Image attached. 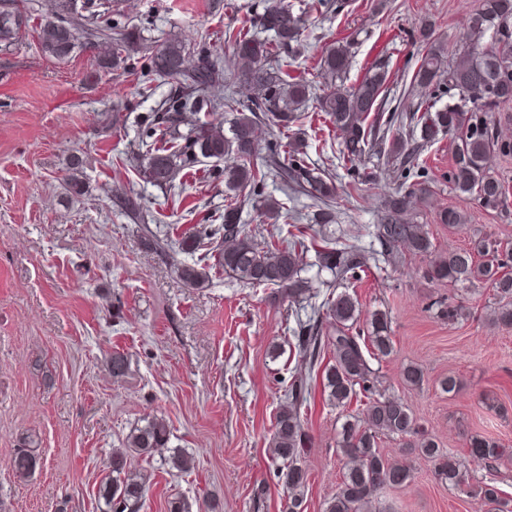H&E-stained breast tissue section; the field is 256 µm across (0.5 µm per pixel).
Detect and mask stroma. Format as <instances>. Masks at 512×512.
Instances as JSON below:
<instances>
[{"mask_svg": "<svg viewBox=\"0 0 512 512\" xmlns=\"http://www.w3.org/2000/svg\"><path fill=\"white\" fill-rule=\"evenodd\" d=\"M331 2L320 13L315 0H287L304 21L301 41L309 48L296 74L314 99L322 95L316 56L345 37L352 52L345 85L387 61L388 95L410 112L419 98L411 79L427 51L420 28L458 53L482 0ZM120 3L144 45L172 35L202 40L234 69L240 62L224 30L264 7V0ZM40 22L32 17L12 44H0V512H106L98 488L112 471V451L153 416L166 420L170 440L162 452L130 460L149 476L141 512H169L178 500L190 512H288L269 443L291 377L303 369L292 340L311 314L309 300L272 306L271 289L225 275L210 256L201 262L206 287L183 282L177 266L186 256L173 244L223 214L224 187L186 175L183 189H162L127 162L142 116L170 95L171 84L137 61L127 70L102 69L93 49L57 61L39 45ZM314 99L306 106L310 121L298 128L308 163L347 184ZM452 151L443 136L420 156L432 191L415 204L414 223L425 225L439 251L468 246L475 233L512 244V209L490 210L452 190ZM76 158L85 193L74 199L65 179ZM356 169L359 194L337 197L327 230L367 245L398 183L377 159H362ZM125 194L140 197L142 219L121 211L117 199ZM449 207L465 213L466 229L438 222ZM150 230L166 248L154 247ZM427 264L406 252L355 284L364 311L385 312L390 321L394 353L382 363L383 386L460 459L475 434L495 438L505 454L495 471L475 470V483L457 487L439 481L432 463L399 441L382 440L414 478L379 491L376 505L380 512H486L478 479L495 478L512 502V328L490 324L497 299L488 284H441L428 279ZM447 300L463 305L465 316L440 317ZM116 351L127 358L119 377L110 370ZM408 364L423 369L422 386L403 381ZM450 375L459 387L447 393L440 381ZM301 418L311 439L300 461L307 473L301 512H324L343 472L336 448L343 416L321 379L313 380ZM32 438L39 463L21 479L11 459ZM177 451L192 456L191 471L172 469ZM260 484L266 495L257 503Z\"/></svg>", "mask_w": 512, "mask_h": 512, "instance_id": "35a3bbf8", "label": "stroma"}]
</instances>
